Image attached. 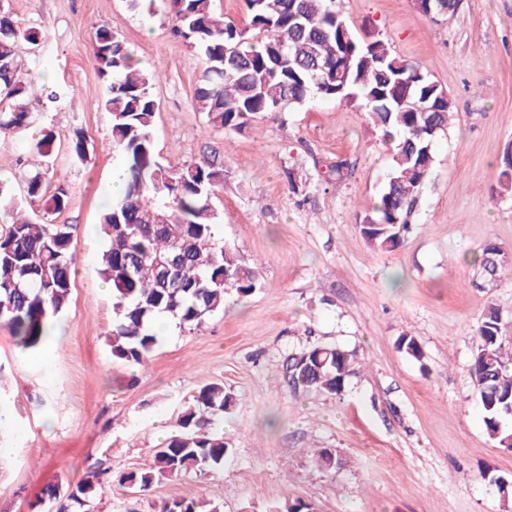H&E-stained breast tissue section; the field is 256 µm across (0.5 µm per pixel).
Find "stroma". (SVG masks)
Instances as JSON below:
<instances>
[{"label":"stroma","instance_id":"1","mask_svg":"<svg viewBox=\"0 0 512 512\" xmlns=\"http://www.w3.org/2000/svg\"><path fill=\"white\" fill-rule=\"evenodd\" d=\"M19 25L42 33L22 44L25 69L57 89L59 102L31 97V111L58 139L49 178L69 196L56 223L76 225L70 302L39 360L0 328V390L11 395L10 429L0 443V512H37L47 485L78 482L98 470L113 482L93 512H159L162 501L195 497L220 512H512V451L485 431L470 367L477 328L497 308L512 341V194H498L500 162L512 146V0H460L453 18L425 16L416 0H336L357 38L388 43L450 95L455 117L438 136L431 173L395 251L372 248L361 224L392 167L390 145L359 105L311 99L279 120L256 119L239 132L209 125L192 96L197 49L173 37L167 0H8ZM107 27L157 74L152 129L157 153L173 166L205 148L224 156L212 200L220 241L258 274L247 295L229 292L221 312L195 330L175 323L145 366L113 358L112 293L99 274L94 228L123 166L103 103L110 83L90 57ZM88 150H70L74 131ZM348 161L332 184L319 172ZM26 136L0 138V177L26 212L45 202L25 195L41 163ZM294 169L289 186L286 169ZM507 258L495 280L477 274L487 245ZM414 336L423 356L398 348ZM317 345L353 356L337 395L297 387L288 361ZM218 382L235 403L224 416L230 450L222 471L164 478L144 495L121 475L147 464L183 407ZM329 449L342 464L318 469Z\"/></svg>","mask_w":512,"mask_h":512}]
</instances>
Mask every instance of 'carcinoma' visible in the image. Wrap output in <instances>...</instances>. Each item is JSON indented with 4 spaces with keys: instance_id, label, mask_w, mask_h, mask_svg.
I'll return each instance as SVG.
<instances>
[{
    "instance_id": "obj_1",
    "label": "carcinoma",
    "mask_w": 512,
    "mask_h": 512,
    "mask_svg": "<svg viewBox=\"0 0 512 512\" xmlns=\"http://www.w3.org/2000/svg\"><path fill=\"white\" fill-rule=\"evenodd\" d=\"M248 26L224 20L212 0H170L173 33L198 49L202 69L193 92L196 109L215 128L240 131L257 118L277 119L313 97L357 102L392 148L393 166L377 201L362 221L368 242L384 251L400 247L421 186L430 175L437 135L448 128L453 102L422 69L392 53L382 39H356L336 0H246ZM458 0H429L428 16L452 17ZM34 28H22L0 6V133L25 134L32 149L47 157L56 133L28 111L35 88L27 80L19 46L38 45ZM91 58L110 78L104 109L111 116L112 145L123 155L121 194L107 205L98 228L104 239L100 274L112 289V357L142 366L161 341L154 321L166 316L192 330L224 309L230 290L255 288L257 272L216 240L212 198L224 180V156L216 149L190 165L160 161L151 129L157 102L155 74L135 61L126 44L106 29L97 33ZM26 194L46 200V213L66 209L68 196L46 172L27 175ZM0 327L21 351L38 348L52 335L67 307L77 263L72 242L76 225L36 222L22 213L13 187L0 182ZM505 256L487 246L478 260L486 281L496 277ZM471 365L487 434L498 445L512 442V350L500 315L490 308L477 329ZM297 386L339 394L351 375V354L315 346L289 366ZM234 403L220 383L199 389L183 409L178 430L154 450L146 467L119 482L145 493L163 478L224 468V414ZM104 483L92 473L75 485H50L43 501L50 512H86ZM160 512H218L200 498L162 502Z\"/></svg>"
}]
</instances>
